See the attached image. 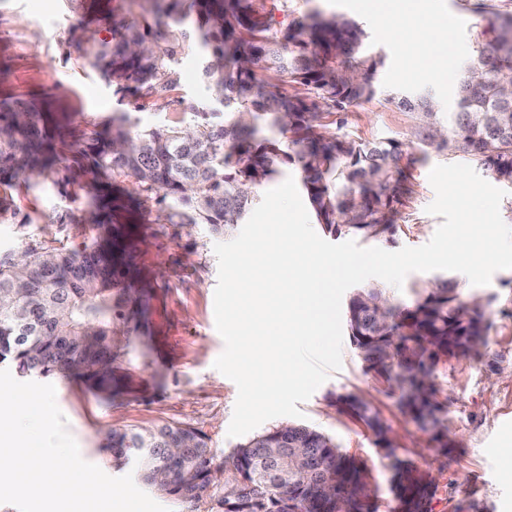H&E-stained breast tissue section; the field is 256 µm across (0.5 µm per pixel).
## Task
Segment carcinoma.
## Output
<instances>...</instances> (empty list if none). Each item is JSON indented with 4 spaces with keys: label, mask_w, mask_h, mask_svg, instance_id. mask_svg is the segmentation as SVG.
<instances>
[{
    "label": "carcinoma",
    "mask_w": 512,
    "mask_h": 512,
    "mask_svg": "<svg viewBox=\"0 0 512 512\" xmlns=\"http://www.w3.org/2000/svg\"><path fill=\"white\" fill-rule=\"evenodd\" d=\"M138 2L140 19L113 27L90 64L121 98L161 101L179 82L183 50L196 46L211 106L193 109L190 122L138 129L131 113L114 112L86 141L52 112L0 101V185L53 178L60 155L75 147L64 181L84 192L82 222L94 231L79 249L30 238L0 252V365L75 381L102 398L112 397L121 349L112 315L141 305L129 272L139 247L134 214L149 201L169 202L170 224H206L224 236L257 204L254 188L297 162L330 237L391 235L400 203L397 143L317 131V112L346 113L378 93L384 58L357 21L314 11L280 41L253 0ZM476 45L456 111L440 112L427 95L392 91L388 101L416 115L414 135L423 145L460 154L512 189V13L496 15ZM273 128L290 139L267 135ZM126 181L137 185L134 203ZM496 301L494 294L465 296L446 278L401 305L372 284L354 289L346 303V329L366 370L398 390L402 410L442 448L448 408L435 371L450 357L486 355ZM335 402L383 450L404 512H432L431 480L401 457L379 413L352 393L336 394ZM101 451L119 471L135 463L138 477L181 505L179 512H369L365 469L303 424L274 426L238 446L224 460L228 492L216 497L213 456L194 429L112 430Z\"/></svg>",
    "instance_id": "cac0c4a2"
}]
</instances>
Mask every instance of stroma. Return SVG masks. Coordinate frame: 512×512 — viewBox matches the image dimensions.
Instances as JSON below:
<instances>
[{"label":"stroma","instance_id":"stroma-1","mask_svg":"<svg viewBox=\"0 0 512 512\" xmlns=\"http://www.w3.org/2000/svg\"><path fill=\"white\" fill-rule=\"evenodd\" d=\"M394 2L378 0L377 7L366 12L351 8V0H291L284 11L277 0H255L276 31L316 9L350 16L369 34L375 52L384 56L376 76L379 94L352 108L344 126L331 125L327 131L365 142H401L405 157L397 229L392 240L377 242L388 251L418 247L431 239L441 219L426 211L435 198L428 174L435 165L454 161L413 137V115L389 103L388 92L428 95L441 111H454L456 85L475 55L477 32L495 14L512 13V0H402L413 12L434 8L445 16L466 13L463 29L425 33L430 52L442 62L441 72L432 73L407 60L400 36L387 27L384 15ZM138 13L131 0H102L94 9L77 11L66 0H0V100L42 103L49 111L66 114L85 134L100 130L113 112L127 110L128 105L87 64L91 42L73 45L70 30L90 16L95 38L108 40L115 24ZM206 99L197 52L188 48L168 105L143 102L135 117L142 128L176 125L188 121L192 109ZM1 195L12 201L11 210L0 213L1 251L16 249L27 236L68 249L91 236L90 225L55 223L56 213L64 209L81 214L84 199L62 196L52 182L0 186ZM138 231L146 243L135 254V275L148 292L137 319H114L128 333L114 364L124 391L103 400L79 383L56 378V403L82 458L106 474L114 472L109 456L99 450L106 432L164 424L205 434L215 466H223L240 440L228 434L237 387L214 367L224 349L214 317V245L220 237L205 224L158 222L153 212L146 214ZM485 290L498 296L486 356L451 358L436 371V382L448 399V448L430 442L401 412L396 396L366 371L348 341L342 346L340 369L298 405L304 424L333 437L344 453L367 469L376 512H390L394 505L386 461L364 424L338 410L334 394H357L379 410L401 455L432 478L433 512H472L476 504L487 506L489 512H512V269L496 272Z\"/></svg>","mask_w":512,"mask_h":512}]
</instances>
